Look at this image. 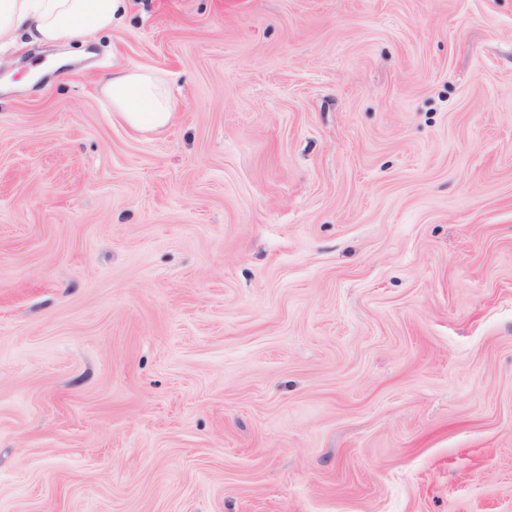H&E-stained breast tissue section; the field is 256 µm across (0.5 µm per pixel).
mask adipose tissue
<instances>
[{
    "label": "adipose tissue",
    "mask_w": 512,
    "mask_h": 512,
    "mask_svg": "<svg viewBox=\"0 0 512 512\" xmlns=\"http://www.w3.org/2000/svg\"><path fill=\"white\" fill-rule=\"evenodd\" d=\"M125 0H0V44L16 32L34 43L81 44L112 28ZM103 92L121 120L138 132L167 127L176 101L167 81L150 68H127L109 77Z\"/></svg>",
    "instance_id": "ef3b65f1"
}]
</instances>
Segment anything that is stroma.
Listing matches in <instances>:
<instances>
[{
    "mask_svg": "<svg viewBox=\"0 0 512 512\" xmlns=\"http://www.w3.org/2000/svg\"><path fill=\"white\" fill-rule=\"evenodd\" d=\"M0 512H512V0L0 47ZM103 92L113 112L137 132H154L167 127L176 105L167 81L150 68H127L112 73Z\"/></svg>",
    "mask_w": 512,
    "mask_h": 512,
    "instance_id": "stroma-1",
    "label": "stroma"
}]
</instances>
